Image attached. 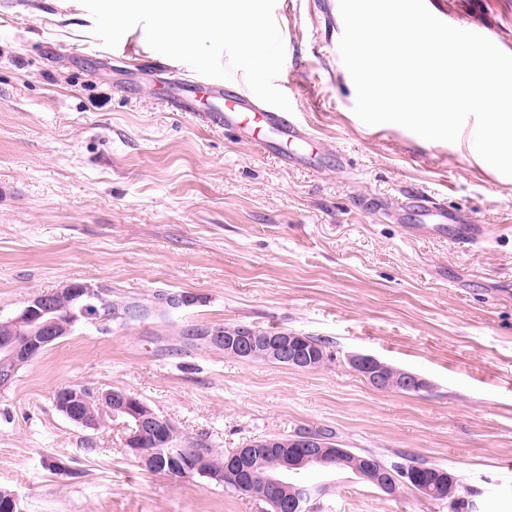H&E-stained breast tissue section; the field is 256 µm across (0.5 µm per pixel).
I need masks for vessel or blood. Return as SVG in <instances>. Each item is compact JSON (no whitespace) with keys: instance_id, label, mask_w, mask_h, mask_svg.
I'll return each instance as SVG.
<instances>
[{"instance_id":"1","label":"vessel or blood","mask_w":512,"mask_h":512,"mask_svg":"<svg viewBox=\"0 0 512 512\" xmlns=\"http://www.w3.org/2000/svg\"><path fill=\"white\" fill-rule=\"evenodd\" d=\"M171 105L181 112L201 111L204 122L231 133L238 141L258 146L284 165L315 170L329 147L312 135L298 113L269 110L244 92L238 79L221 85L174 79ZM377 208L393 223L403 224L407 235L442 236L476 242L486 228L464 212L414 195L401 201L378 202Z\"/></svg>"}]
</instances>
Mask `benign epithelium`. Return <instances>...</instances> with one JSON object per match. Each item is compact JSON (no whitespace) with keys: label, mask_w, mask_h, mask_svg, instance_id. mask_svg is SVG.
Listing matches in <instances>:
<instances>
[{"label":"benign epithelium","mask_w":512,"mask_h":512,"mask_svg":"<svg viewBox=\"0 0 512 512\" xmlns=\"http://www.w3.org/2000/svg\"><path fill=\"white\" fill-rule=\"evenodd\" d=\"M100 289L88 283L66 285L51 293L29 298L25 305L12 317L0 320V350L7 353L11 368H0V387L11 384L18 370L32 361L47 347L72 331L73 324L82 315L91 322L104 325L110 318H129L139 314L141 305L137 302L112 301L97 308L91 300L98 297ZM202 342L212 347L231 348L241 360H249L263 351L274 361L288 363L294 369L304 370L309 358L300 351L303 337L293 332H280L275 336H262L250 328L241 329L233 338L224 337V330L202 326L198 329ZM352 369L369 377L370 385L377 390H386L387 385L380 372L378 358L363 353L348 356ZM56 409L71 422L92 431L102 428L101 418L109 416L121 420L123 443L137 457L140 466L149 470L155 463V454L141 448V439L146 434L157 437V442L167 444L173 436L172 422L157 414L137 396L123 390L95 388L86 385L65 386L55 395ZM299 441L305 451L298 455L292 451L293 442L275 436L260 438L257 442L244 445L231 454L224 462V470L209 467L205 457H174L169 463L175 472L184 477L197 474L218 483L226 480L238 488L247 487L259 468L252 465L254 449H280L283 469L264 473L266 483L273 489L288 485V478L295 480L292 502L293 512H300L308 502L325 492V485L313 483L299 473L308 464L329 470L336 465L338 453L334 448H323L314 434H303ZM361 480L376 486L388 495H396L408 486L409 480L398 479L388 471L368 465L358 472Z\"/></svg>","instance_id":"1"}]
</instances>
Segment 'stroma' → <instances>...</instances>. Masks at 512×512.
I'll list each match as a JSON object with an SVG mask.
<instances>
[{
    "label": "stroma",
    "instance_id": "obj_1",
    "mask_svg": "<svg viewBox=\"0 0 512 512\" xmlns=\"http://www.w3.org/2000/svg\"><path fill=\"white\" fill-rule=\"evenodd\" d=\"M427 6L512 54V0ZM274 18L286 52L276 83L345 165L328 155L320 170L291 169L172 110L167 80L195 72L152 50L143 28L109 49L79 0H0V318L69 283L196 299L166 321L81 326L0 389V490L23 512H266L200 476L142 470L118 430L56 410L72 384L137 395L186 445L223 455L329 429L354 452L447 469L478 512H512V178L476 153L474 119L448 143L354 114L339 0H277ZM413 192L491 236L410 239L360 205ZM195 323L315 336L329 359L302 371L175 351L176 331ZM355 352L428 390L374 389L349 366ZM317 512L448 507L339 472Z\"/></svg>",
    "mask_w": 512,
    "mask_h": 512
}]
</instances>
